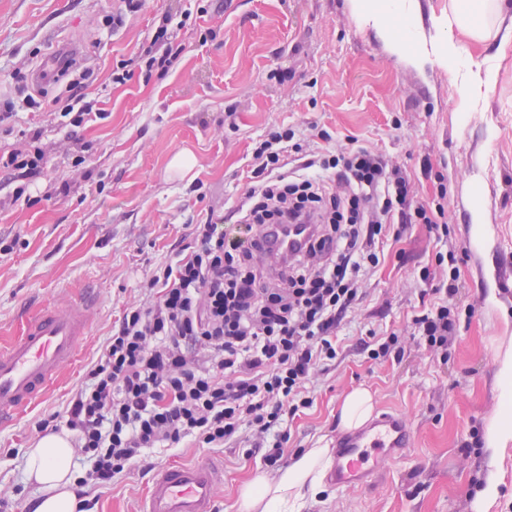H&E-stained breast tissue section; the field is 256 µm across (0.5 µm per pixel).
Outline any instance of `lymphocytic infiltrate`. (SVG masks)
Listing matches in <instances>:
<instances>
[{"label": "lymphocytic infiltrate", "mask_w": 512, "mask_h": 512, "mask_svg": "<svg viewBox=\"0 0 512 512\" xmlns=\"http://www.w3.org/2000/svg\"><path fill=\"white\" fill-rule=\"evenodd\" d=\"M178 17L164 13L134 74L166 73L178 61L170 41ZM59 115L78 127L93 116L89 71L67 60ZM249 188L231 215L192 227L191 251L172 249L145 282L150 303L124 308L99 357L53 431L68 430L89 466L78 487L110 483L147 451L193 442L221 448L246 438L279 465L291 438L290 418L310 408L308 383L338 356L337 333L362 298L359 279L384 259L388 239L425 225L450 237L443 199L414 200L411 178L382 153L349 137L340 153L308 152L290 126L259 139ZM310 224L296 253L263 264L275 225ZM454 281L439 284L453 296ZM444 302L415 315L425 344L447 349L457 318Z\"/></svg>", "instance_id": "f902f5d3"}]
</instances>
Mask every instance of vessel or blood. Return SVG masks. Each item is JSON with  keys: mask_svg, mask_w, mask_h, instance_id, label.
I'll list each match as a JSON object with an SVG mask.
<instances>
[{"mask_svg": "<svg viewBox=\"0 0 512 512\" xmlns=\"http://www.w3.org/2000/svg\"><path fill=\"white\" fill-rule=\"evenodd\" d=\"M305 234L274 229L269 241L277 252L293 253ZM96 308L93 297L75 304L50 303L27 319L20 336L0 348V422L17 416L43 395L62 366L76 361ZM411 446V432L400 414L383 413L361 428L340 434L329 479L336 488L368 485L379 460L402 456ZM224 475L212 464L164 469L153 482L140 512H213Z\"/></svg>", "mask_w": 512, "mask_h": 512, "instance_id": "vessel-or-blood-1", "label": "vessel or blood"}]
</instances>
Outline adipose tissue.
I'll return each mask as SVG.
<instances>
[{
	"mask_svg": "<svg viewBox=\"0 0 512 512\" xmlns=\"http://www.w3.org/2000/svg\"><path fill=\"white\" fill-rule=\"evenodd\" d=\"M352 8L363 26L373 30L391 53L408 63L420 66L433 61L449 62L460 69V108L468 110L473 93L469 65L461 61L460 48L453 37L426 38L418 0H352ZM450 11L458 31L471 40H512V30L501 22L502 0H452ZM70 459L68 441L57 434L45 436L29 449L28 475L45 494L36 512H75ZM330 463L328 449L303 450L274 477L259 476L241 487L239 499L244 512H303L307 500L320 491Z\"/></svg>",
	"mask_w": 512,
	"mask_h": 512,
	"instance_id": "1",
	"label": "adipose tissue"
}]
</instances>
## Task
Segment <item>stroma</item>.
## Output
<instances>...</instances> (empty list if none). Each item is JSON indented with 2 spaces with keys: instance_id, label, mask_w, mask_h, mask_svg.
I'll list each match as a JSON object with an SVG mask.
<instances>
[{
  "instance_id": "stroma-1",
  "label": "stroma",
  "mask_w": 512,
  "mask_h": 512,
  "mask_svg": "<svg viewBox=\"0 0 512 512\" xmlns=\"http://www.w3.org/2000/svg\"><path fill=\"white\" fill-rule=\"evenodd\" d=\"M350 2L145 0L114 32L106 20L116 0H0V101L19 105L0 118V153L34 144L44 154L41 178L13 177L24 193L0 206V343L48 303L90 291L97 300L76 363L0 426V512H33L43 491L28 478L25 457L41 421L66 407L123 307L149 302L141 285L172 246L189 245L193 225L227 214L240 199L255 140L282 124L310 147H320L325 129L330 150L354 136L406 167L417 199L445 195L458 250L455 269L438 265L439 244L415 224L389 241L384 261L362 281L364 299L341 332L336 364L315 376L314 404L293 420L283 458L334 447L341 404L360 388L371 392L376 412L404 417L412 443L401 458L380 459L370 484L326 487L304 512H473L491 469L498 493L485 512H512V440L496 455L486 449L504 389L499 360L512 348V41L461 39L474 70L498 69L464 112L453 68L417 69L392 54L359 24ZM186 10L190 19L171 32L181 51L175 67L113 83V68L147 46L161 13ZM209 29L216 39H206ZM66 42L81 45L80 62L94 72L87 99L107 114L83 124L73 141L51 104L22 107L16 78ZM182 151L195 159L190 170L170 166ZM451 273L458 291L448 304L459 324L441 353L425 346L412 316L435 300L426 285ZM373 332L396 333L399 360L358 351ZM247 450L233 443L145 454L90 489L91 512H139L161 469L200 462L224 473L217 512H242L240 487L267 470Z\"/></svg>"
}]
</instances>
